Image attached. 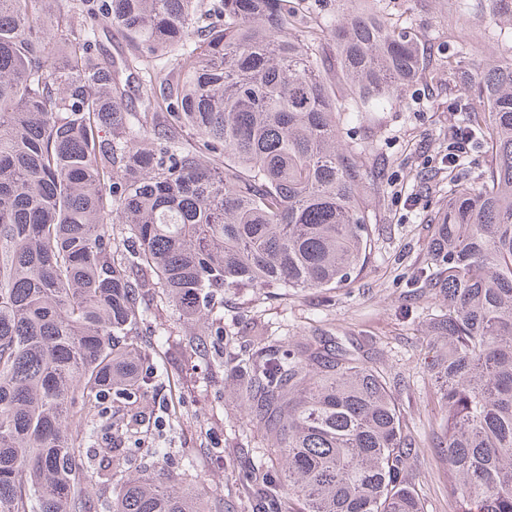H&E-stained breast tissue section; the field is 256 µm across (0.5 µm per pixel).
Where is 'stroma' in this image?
Wrapping results in <instances>:
<instances>
[{
	"mask_svg": "<svg viewBox=\"0 0 512 512\" xmlns=\"http://www.w3.org/2000/svg\"><path fill=\"white\" fill-rule=\"evenodd\" d=\"M298 10L326 20L367 9L397 29L410 31L424 63L403 96L381 112L362 113L340 126L343 145L356 148L367 178L358 187L373 231L371 258L349 285L328 291L273 293L246 288L226 295L217 316L233 340L227 352L251 354L259 343L248 331L260 318L267 335L301 344L314 336L335 337L337 345L358 352L385 373L403 419L417 441L409 478L425 512H455L448 500V466L433 448V433L444 412L427 363L432 341L427 328L440 310L432 291L411 296L407 281L429 260L427 226L448 201L443 166L451 148V108L480 109L467 82L450 76L448 57L464 51L468 74H482L490 60L512 53V22L491 23L495 0H298ZM192 325L177 311L154 313L150 330L139 337L145 364L156 366L154 391L123 409L126 419L154 421L163 402L165 429L152 428L155 446L170 451L164 461L190 459L200 477L205 508L256 512L258 485L243 486L239 475L263 452L260 432L249 424L248 409L237 395L235 377L224 368L215 345L192 348ZM221 438L224 456L208 454Z\"/></svg>",
	"mask_w": 512,
	"mask_h": 512,
	"instance_id": "stroma-1",
	"label": "stroma"
}]
</instances>
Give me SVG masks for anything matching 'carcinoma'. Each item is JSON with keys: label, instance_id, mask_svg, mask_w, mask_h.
I'll return each mask as SVG.
<instances>
[{"label": "carcinoma", "instance_id": "1", "mask_svg": "<svg viewBox=\"0 0 512 512\" xmlns=\"http://www.w3.org/2000/svg\"><path fill=\"white\" fill-rule=\"evenodd\" d=\"M0 0V512H86L82 439L132 400L137 336L157 290L188 321L241 288L332 289L370 255L358 152L339 126L396 101L417 41L372 13L331 25L290 0ZM131 55L104 60L100 30ZM330 32L336 74L320 57ZM180 48L175 65L168 54ZM143 94L124 106L131 83ZM466 117L494 164L454 185L423 272L447 301L428 370L444 410L434 448L456 512H512V57L470 83ZM252 426L272 441L240 482L266 479L297 512H425L409 479L415 438L385 377L329 339L305 358L266 340L233 365ZM106 454L112 512H203L165 473Z\"/></svg>", "mask_w": 512, "mask_h": 512}]
</instances>
